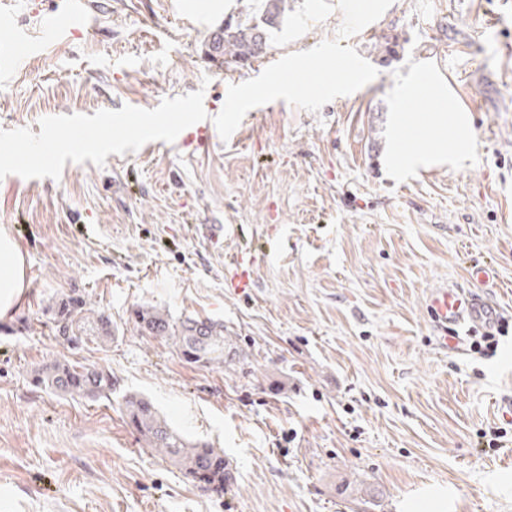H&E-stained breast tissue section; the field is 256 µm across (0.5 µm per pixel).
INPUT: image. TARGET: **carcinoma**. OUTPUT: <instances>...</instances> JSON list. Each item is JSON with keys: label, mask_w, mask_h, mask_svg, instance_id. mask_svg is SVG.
I'll return each instance as SVG.
<instances>
[{"label": "carcinoma", "mask_w": 512, "mask_h": 512, "mask_svg": "<svg viewBox=\"0 0 512 512\" xmlns=\"http://www.w3.org/2000/svg\"><path fill=\"white\" fill-rule=\"evenodd\" d=\"M288 12V0H265L260 15L224 24L220 54L226 63L245 64L264 54L269 33L279 28ZM58 334L71 342L91 336L102 341L112 338V320L93 312L81 297H68L46 308ZM141 331L155 337L172 336L179 351L192 363L224 364V326L185 318L177 324L150 307L135 311ZM34 383L71 398H109L112 373L66 360L43 366L34 375ZM125 416L139 434L145 447L160 451L185 477L206 485L210 493H224L230 480L224 453L203 442L187 440L157 413L145 397L130 394L124 399Z\"/></svg>", "instance_id": "1"}]
</instances>
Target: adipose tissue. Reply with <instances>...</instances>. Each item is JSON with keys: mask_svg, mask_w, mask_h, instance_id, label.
Instances as JSON below:
<instances>
[{"mask_svg": "<svg viewBox=\"0 0 512 512\" xmlns=\"http://www.w3.org/2000/svg\"><path fill=\"white\" fill-rule=\"evenodd\" d=\"M399 94L405 100L431 95L442 109L441 115L425 123L423 132L416 137V148L399 153V167L410 169L434 160L466 158L472 147L468 118L458 111L447 91L431 81H410L402 86ZM24 278V259L18 245L7 231L0 229V313L14 305L22 292Z\"/></svg>", "mask_w": 512, "mask_h": 512, "instance_id": "1", "label": "adipose tissue"}]
</instances>
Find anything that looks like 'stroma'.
I'll return each instance as SVG.
<instances>
[{"instance_id":"stroma-1","label":"stroma","mask_w":512,"mask_h":512,"mask_svg":"<svg viewBox=\"0 0 512 512\" xmlns=\"http://www.w3.org/2000/svg\"><path fill=\"white\" fill-rule=\"evenodd\" d=\"M244 65L215 67L209 31L248 0H91L74 33L48 36L66 0H19L24 63L0 73V226L25 261L0 315V512H512V22L499 0H393L347 45L378 71L313 113L276 100L229 140L227 88L336 38L337 10ZM488 36H478L482 26ZM430 68L472 118L457 165L392 175L397 108L414 126L431 98L395 91ZM172 98L204 113L164 112ZM122 121L52 128L50 114ZM508 324L494 356L437 346L425 297L474 286ZM82 296L111 341L71 344L43 311ZM223 322L241 363L204 367L134 311ZM68 359L109 370L111 400L33 383ZM148 397L189 439L223 449L231 483L206 494L127 425ZM368 486L374 503L339 496Z\"/></svg>"}]
</instances>
